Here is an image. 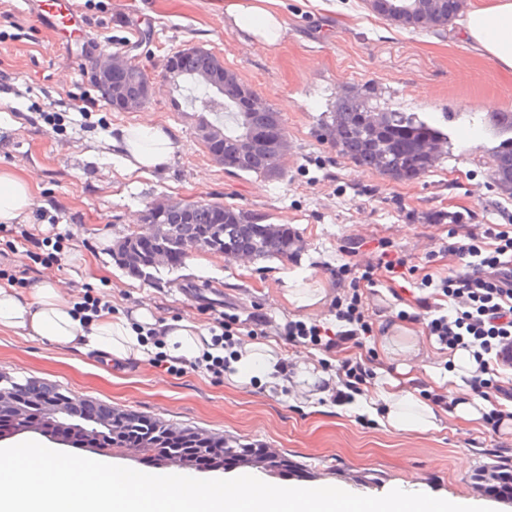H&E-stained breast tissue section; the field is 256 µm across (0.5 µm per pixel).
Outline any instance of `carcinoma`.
I'll return each mask as SVG.
<instances>
[{
  "mask_svg": "<svg viewBox=\"0 0 512 512\" xmlns=\"http://www.w3.org/2000/svg\"><path fill=\"white\" fill-rule=\"evenodd\" d=\"M378 17L411 32L443 30L459 16L457 0H385L371 8ZM210 63L209 50L181 54L177 69L191 81L193 94L187 98L190 107L204 112L232 114L233 125L224 129V141L236 142L247 136L259 145L276 143L285 136L279 113L272 107L258 112L242 108L240 102L226 100L219 93L200 83L198 78ZM374 112L356 98H343L331 113L332 142L338 151L359 167L371 168V157L378 147L387 153L380 173L397 180L415 179L430 170L444 152L448 137L440 130L418 119L412 112L386 111L385 123L372 133L365 118ZM224 169L235 173H254L266 177L274 172L264 165L258 151L251 157L236 159L224 156ZM492 176L500 189L512 195V148L493 151ZM183 236L196 240L218 236L219 248L228 256L249 251L258 260L284 259L293 253L295 239L282 224H266L264 216L250 209L227 207L214 200L195 202L193 223L180 225ZM4 382L29 398L63 399L70 402V392L29 378L4 377ZM74 421L67 428L76 430L74 444L84 448L100 444L104 452L138 448L148 436L152 445L144 449L152 462L170 454L192 455L198 445L206 442L211 448H223L233 456H247L248 448L220 433L170 423L134 412L124 414L122 421L113 418V408L87 399H76Z\"/></svg>",
  "mask_w": 512,
  "mask_h": 512,
  "instance_id": "carcinoma-1",
  "label": "carcinoma"
}]
</instances>
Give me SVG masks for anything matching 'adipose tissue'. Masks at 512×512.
I'll return each mask as SVG.
<instances>
[{"label": "adipose tissue", "instance_id": "adipose-tissue-1", "mask_svg": "<svg viewBox=\"0 0 512 512\" xmlns=\"http://www.w3.org/2000/svg\"><path fill=\"white\" fill-rule=\"evenodd\" d=\"M277 0H227L224 12L232 29L266 46H276L285 31V22L276 10ZM476 54L512 72V0H477L467 12L458 34ZM112 148L128 171L165 169L174 152V134L161 125H137L121 129ZM35 204L30 178L0 171V223L15 224L31 213ZM155 324L149 304L140 305L132 316L105 313L82 324L73 305L64 300L49 282L37 284L32 300L18 296L14 288L0 285V328L21 336L39 337L60 348L79 352L94 349L118 361L149 360L153 351L141 343L140 329ZM163 349L170 357L192 360L201 356L202 332L187 320L167 323ZM380 397L386 407L381 424L389 431L435 428L432 406L416 399L399 381L384 376Z\"/></svg>", "mask_w": 512, "mask_h": 512}]
</instances>
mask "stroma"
Wrapping results in <instances>:
<instances>
[{
    "label": "stroma",
    "instance_id": "stroma-1",
    "mask_svg": "<svg viewBox=\"0 0 512 512\" xmlns=\"http://www.w3.org/2000/svg\"><path fill=\"white\" fill-rule=\"evenodd\" d=\"M225 0H74L88 32L74 37L35 24L25 0H0V170L28 176L36 205L23 228L59 232L56 251L11 247L0 233V268L25 270L20 295L47 281L73 305L85 292L109 301L125 316L149 303L159 321L185 319L209 329L225 304L240 317L266 316L272 325L301 320L336 327L332 303L349 289L337 282L343 263H365L377 247L406 254L417 278L440 281L459 268L441 248L459 226L512 224V197L492 179V152L504 136L492 118L512 112V73L498 69L452 33L416 34L369 12L362 0H279L286 31L277 47L240 39L231 31ZM197 44L279 112L288 153L277 176L234 175L216 164L197 137L200 115L172 104L159 89L137 112H116L100 102L86 69L102 52L136 55L160 72L172 50ZM358 97L380 111L412 112L448 137L434 168L412 180H394L356 166L328 139L325 123L339 99ZM78 100L94 108L75 111ZM169 127L175 135L170 164L149 175L126 172L112 154L120 129ZM162 197L217 200L285 224L298 248L285 259L252 260L189 254L178 269L159 268L153 279L126 272L113 247L138 225L142 210ZM304 274L323 300L305 308L286 298L288 280ZM390 290V289H389ZM387 289L370 297L375 333L364 349L373 371L396 375L397 362L414 369V395L448 391L470 396L452 380L453 360L426 320L399 319L402 306ZM278 361L311 368L309 387L293 376L238 382L205 371L166 372L152 362L105 366L95 352L73 353L40 339L0 329V373L68 388L78 398L221 432L243 445L274 449L288 468L250 466L221 471L224 479L253 475L270 484L307 488L340 485L354 494L382 496L392 489L421 492L459 505L512 512V498L486 493L474 476L512 462V430L492 433L484 421L467 423L442 412L438 429L389 432L376 411V386L332 403L338 356L313 346L294 347L274 334L263 338ZM411 344L400 360L382 343Z\"/></svg>",
    "mask_w": 512,
    "mask_h": 512
}]
</instances>
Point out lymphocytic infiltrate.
<instances>
[{
	"mask_svg": "<svg viewBox=\"0 0 512 512\" xmlns=\"http://www.w3.org/2000/svg\"><path fill=\"white\" fill-rule=\"evenodd\" d=\"M447 250L466 260L464 270L449 271L439 284L453 306L452 313H443L441 304L420 297L410 318L417 321L429 314L428 333L440 346L469 352L477 364L469 387L475 396L491 403L484 420L496 432L504 422H512V411L499 406L500 401H512V378L498 374L499 369L512 365V225H481L479 231L468 232L465 241L448 244ZM407 267L406 256L385 250L364 265L361 275H353L351 265L339 266L337 279L349 281L348 295L333 304L341 329L331 334L318 324L291 320L283 328L286 340L307 342L326 352L343 351L348 344L362 346L373 331L367 299L375 293L379 271L396 274ZM370 374L368 359L341 360L332 402L346 403L362 393Z\"/></svg>",
	"mask_w": 512,
	"mask_h": 512,
	"instance_id": "1",
	"label": "lymphocytic infiltrate"
}]
</instances>
